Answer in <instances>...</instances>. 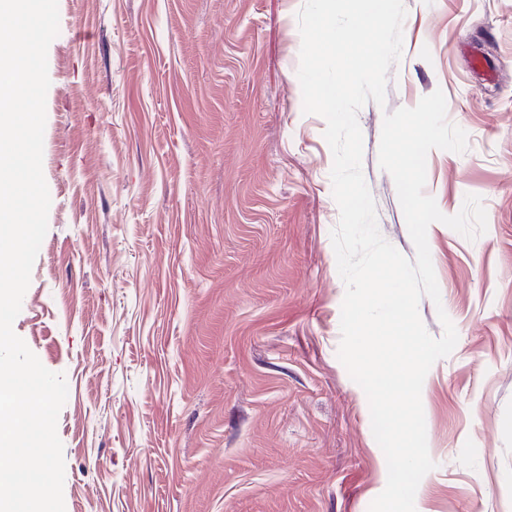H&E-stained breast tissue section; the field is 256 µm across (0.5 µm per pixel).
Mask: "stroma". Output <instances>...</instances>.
Returning <instances> with one entry per match:
<instances>
[{
  "instance_id": "obj_1",
  "label": "stroma",
  "mask_w": 512,
  "mask_h": 512,
  "mask_svg": "<svg viewBox=\"0 0 512 512\" xmlns=\"http://www.w3.org/2000/svg\"><path fill=\"white\" fill-rule=\"evenodd\" d=\"M304 0H58L48 232L13 329L65 375V512H369L387 482L337 357L345 285L325 120L303 111ZM385 105L358 113L382 236L407 259L385 112L435 90L468 134L432 150L427 241L458 332L422 388L436 464L415 512H512V0H404Z\"/></svg>"
}]
</instances>
